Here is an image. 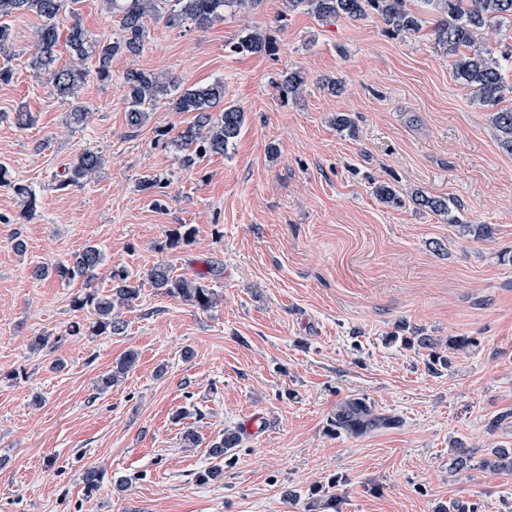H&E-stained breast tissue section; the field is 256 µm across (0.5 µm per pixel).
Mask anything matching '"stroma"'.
Returning <instances> with one entry per match:
<instances>
[{"label":"stroma","mask_w":512,"mask_h":512,"mask_svg":"<svg viewBox=\"0 0 512 512\" xmlns=\"http://www.w3.org/2000/svg\"><path fill=\"white\" fill-rule=\"evenodd\" d=\"M410 3L422 28L398 36L372 15L321 20L286 0L206 28L145 17L142 52L79 90L81 126L30 66L39 18H13L0 51L14 72L0 82L12 179L0 186V512H512V474L481 466L512 455V154L455 78L435 14ZM76 21L95 38L121 33L106 0H66L58 26ZM252 31L269 51L232 52ZM132 68L182 89L223 82L225 104L245 112L240 135L183 166L175 141L192 113L161 103L131 131ZM291 69L306 75L295 98L279 88ZM21 109L33 126L8 120ZM85 150L103 158L96 176L57 189ZM146 174L160 186L141 189ZM16 183L33 190V211ZM381 184L405 205L381 203ZM418 190L447 198L457 223L416 209ZM465 223L491 225L492 238ZM183 225L191 238L170 246ZM89 244L104 254L100 290L111 268L164 264L205 275L222 300L202 311L148 287L120 309L123 334L68 335L91 318L72 306L81 282L31 271ZM39 336L49 345L34 348ZM129 351L127 377L98 391ZM352 404L367 410L363 430L337 423ZM226 431L240 442L223 480L197 483ZM90 466L104 478L89 493Z\"/></svg>","instance_id":"1"}]
</instances>
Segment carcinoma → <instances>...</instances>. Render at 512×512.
Wrapping results in <instances>:
<instances>
[{
	"label": "carcinoma",
	"instance_id": "carcinoma-1",
	"mask_svg": "<svg viewBox=\"0 0 512 512\" xmlns=\"http://www.w3.org/2000/svg\"><path fill=\"white\" fill-rule=\"evenodd\" d=\"M64 0H0V49L11 34L10 19L27 13L37 15L40 28L33 44L32 67L48 76L53 95L60 99L75 97L78 89L90 75L100 81L111 78L112 59L117 55H137L144 46L146 28L143 19L147 13H167V23L176 25L184 19L207 27L223 18L224 8L231 6L251 7L261 0H108L112 10L121 14L122 34L110 40H93L80 23H73L65 38H60L56 18ZM438 14L435 39L448 54L456 76L463 79L473 90L474 101L486 107L496 106L505 88L501 64L494 54L477 46L480 32L495 24L512 21V0H426ZM288 8H301L321 18L346 17L362 19L375 14L383 19L388 29L395 34L415 33L422 27V19L408 7V0H287ZM64 40L70 63L56 66L59 40ZM268 48L265 36L253 31L234 44L235 52L257 54ZM471 49L467 54L464 49ZM127 87L126 123L138 130L150 118L162 99L167 100L174 112L194 113V122L176 140L182 153L183 165L193 166L208 154L222 153L224 148L238 137L243 127L245 113L234 105L224 107L218 116L211 109L224 100V84L214 82L205 86H191L176 97H169L170 83L156 74L133 69L125 75ZM306 77L300 70H290L282 76L280 89L284 96L295 97L303 93ZM493 125L498 131V140L503 149L512 152V110L493 113ZM102 158L97 153L84 150L70 162L64 179L57 188L81 187L101 168ZM0 185L13 186L21 198L25 210L33 209L35 197L22 184H12L7 168L0 166ZM379 201L390 206L403 204L396 191L389 185L376 188ZM416 208L439 216L449 214L448 200L428 195L422 191L410 197ZM101 249L91 244L74 254L70 260L57 265H37L32 270L36 279L52 275L71 282L82 279V291L73 299V307L88 309L92 321L83 326L74 322L69 327L70 335L82 333L91 336L121 335L126 324L114 316V310L131 307L139 300L143 287L150 285L157 292L182 299L202 311L215 307L220 302L219 294L201 281L173 276L168 267L158 264L141 275H132L118 269L109 273L111 288L100 292L96 284L97 270L103 265ZM137 355L128 352L113 363L112 370L98 379V390L105 392L119 382L133 368ZM235 432H226L209 446L213 465L199 472L196 481L207 484L224 478V454L237 445Z\"/></svg>",
	"mask_w": 512,
	"mask_h": 512
}]
</instances>
